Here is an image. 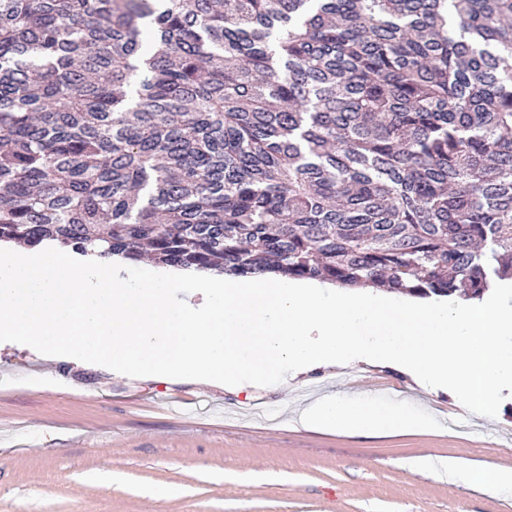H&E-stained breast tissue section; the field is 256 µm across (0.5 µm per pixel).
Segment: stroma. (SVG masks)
Masks as SVG:
<instances>
[{"label": "stroma", "instance_id": "35a3bbf8", "mask_svg": "<svg viewBox=\"0 0 512 512\" xmlns=\"http://www.w3.org/2000/svg\"><path fill=\"white\" fill-rule=\"evenodd\" d=\"M367 393L430 415L432 429L366 438L285 418L294 394ZM420 457L463 471L403 469ZM484 466L512 468V397L489 418L383 366L238 391L0 344V512H512V490L470 484ZM159 486L174 496L151 498Z\"/></svg>", "mask_w": 512, "mask_h": 512}]
</instances>
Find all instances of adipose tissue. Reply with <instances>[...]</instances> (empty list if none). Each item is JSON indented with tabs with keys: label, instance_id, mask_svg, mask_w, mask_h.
<instances>
[{
	"label": "adipose tissue",
	"instance_id": "1",
	"mask_svg": "<svg viewBox=\"0 0 512 512\" xmlns=\"http://www.w3.org/2000/svg\"><path fill=\"white\" fill-rule=\"evenodd\" d=\"M299 421L306 427L316 426L360 435L415 430L429 424L426 417L409 407L390 406L371 397L357 400H319L302 411Z\"/></svg>",
	"mask_w": 512,
	"mask_h": 512
}]
</instances>
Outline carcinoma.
<instances>
[{"instance_id":"cac0c4a2","label":"carcinoma","mask_w":512,"mask_h":512,"mask_svg":"<svg viewBox=\"0 0 512 512\" xmlns=\"http://www.w3.org/2000/svg\"><path fill=\"white\" fill-rule=\"evenodd\" d=\"M480 297L512 0H0V242Z\"/></svg>"}]
</instances>
